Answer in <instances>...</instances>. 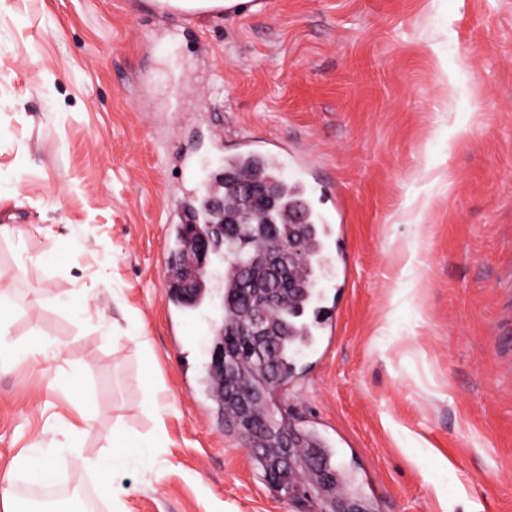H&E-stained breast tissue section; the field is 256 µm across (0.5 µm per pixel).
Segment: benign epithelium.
I'll return each mask as SVG.
<instances>
[{
  "label": "benign epithelium",
  "instance_id": "1",
  "mask_svg": "<svg viewBox=\"0 0 512 512\" xmlns=\"http://www.w3.org/2000/svg\"><path fill=\"white\" fill-rule=\"evenodd\" d=\"M244 195L254 207H263L271 200L270 191L250 183L244 186ZM208 207L212 221L207 224L204 232L195 223L187 224L186 245L197 265L214 268L221 259L215 251V246L219 242L233 245L237 241V232L224 226V201L212 197L209 199ZM308 251V227L296 224L287 234L284 248L271 249L257 260L242 265L241 273L246 284L243 298L254 306L255 313L240 324L232 339L226 341L220 336L212 338L208 348L209 365L212 370L221 375L231 370V365L224 361V352L232 350L235 344L243 345L253 354L267 357L272 352V344L276 338L288 333L287 327L277 329L268 322L267 317L271 312L288 304L292 274L305 261ZM228 395L236 403L240 414L246 420L252 421L251 428L255 434H262L266 426L260 420H252L257 404L252 389L233 376ZM296 448L293 427L287 421L282 424L276 435L274 448H251L254 454H275L276 464L268 472V484L271 488H283L281 478L295 467Z\"/></svg>",
  "mask_w": 512,
  "mask_h": 512
}]
</instances>
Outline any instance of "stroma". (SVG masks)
Listing matches in <instances>:
<instances>
[{"label": "stroma", "instance_id": "obj_1", "mask_svg": "<svg viewBox=\"0 0 512 512\" xmlns=\"http://www.w3.org/2000/svg\"><path fill=\"white\" fill-rule=\"evenodd\" d=\"M245 137L348 208L350 275L319 274L341 288L335 332L298 358L282 413L333 444L372 512H512V0H263L192 21L0 0V292L12 339L61 347L0 371V481L67 446L78 378L85 456L119 427L158 438L118 479L121 512H318L225 433L199 384L210 314L179 329L168 299L169 216ZM49 485L109 512L73 456Z\"/></svg>", "mask_w": 512, "mask_h": 512}]
</instances>
